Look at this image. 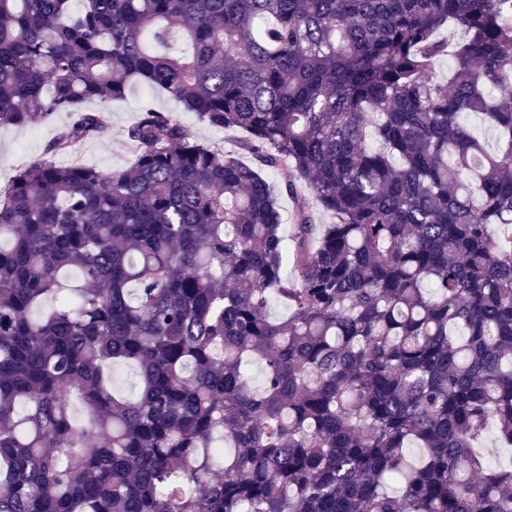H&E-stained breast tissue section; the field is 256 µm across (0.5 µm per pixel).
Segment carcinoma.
<instances>
[{
	"label": "carcinoma",
	"instance_id": "obj_1",
	"mask_svg": "<svg viewBox=\"0 0 512 512\" xmlns=\"http://www.w3.org/2000/svg\"><path fill=\"white\" fill-rule=\"evenodd\" d=\"M133 84L253 163L146 101L129 167L15 170L0 512H512V0H0V129Z\"/></svg>",
	"mask_w": 512,
	"mask_h": 512
}]
</instances>
